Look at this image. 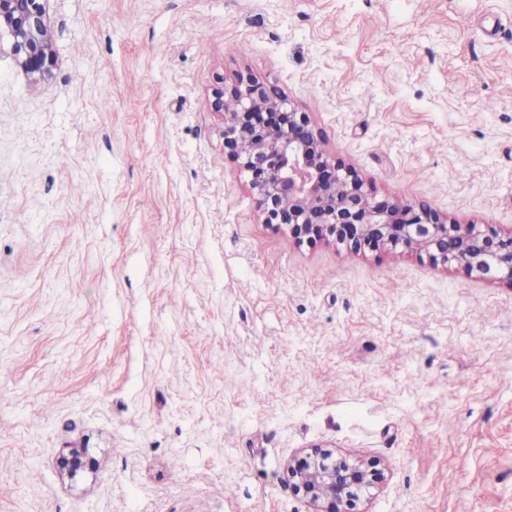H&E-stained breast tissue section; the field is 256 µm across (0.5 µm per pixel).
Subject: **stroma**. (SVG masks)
<instances>
[{
  "mask_svg": "<svg viewBox=\"0 0 512 512\" xmlns=\"http://www.w3.org/2000/svg\"><path fill=\"white\" fill-rule=\"evenodd\" d=\"M0 55V512H512V283L258 219L213 90L252 73L378 198L512 226V0H49ZM85 449L91 469L61 478ZM49 0H0V53L2 35L23 72L34 80L51 75L57 57L47 23ZM324 448L313 447L304 457L288 463L292 488L308 499L314 512H365L358 504L370 489L385 481L383 470ZM86 466H93V461L86 458V451L82 448H70L58 459V467L63 478L73 479Z\"/></svg>",
  "mask_w": 512,
  "mask_h": 512,
  "instance_id": "stroma-1",
  "label": "stroma"
}]
</instances>
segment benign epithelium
<instances>
[{
    "label": "benign epithelium",
    "instance_id": "1",
    "mask_svg": "<svg viewBox=\"0 0 512 512\" xmlns=\"http://www.w3.org/2000/svg\"><path fill=\"white\" fill-rule=\"evenodd\" d=\"M47 2L0 0V36H8L9 53L35 80L50 76L57 62ZM228 100L236 103L235 111H224ZM212 107L223 113L224 149L250 174L263 223L288 228L297 243L332 239L353 252L400 244L434 263L512 282V228L460 224L427 207L377 199L354 169L329 154L309 116L258 77L240 74L216 89ZM91 465L83 448H70L58 459L67 479ZM288 478L314 512H361V499L385 481L376 464L318 446L288 463Z\"/></svg>",
    "mask_w": 512,
    "mask_h": 512
}]
</instances>
